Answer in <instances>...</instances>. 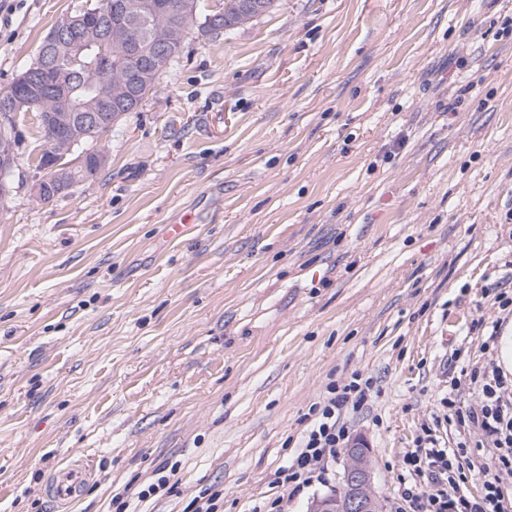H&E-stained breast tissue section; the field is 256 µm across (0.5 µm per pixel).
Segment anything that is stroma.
<instances>
[{
	"mask_svg": "<svg viewBox=\"0 0 512 512\" xmlns=\"http://www.w3.org/2000/svg\"><path fill=\"white\" fill-rule=\"evenodd\" d=\"M90 0H0V91ZM0 201V512H221L278 495L315 404L348 413L382 512L404 449L455 447L447 398L501 369L512 314V0H281L173 69L94 142L98 179L32 193L34 113ZM189 225L180 240L170 224ZM459 360H451L454 349ZM346 448L288 512L342 487ZM168 468L166 491L138 492ZM91 477L92 469L89 464L81 458L77 459L53 474L45 485V495L66 510L65 512H69Z\"/></svg>",
	"mask_w": 512,
	"mask_h": 512,
	"instance_id": "35a3bbf8",
	"label": "stroma"
}]
</instances>
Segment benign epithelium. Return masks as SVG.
I'll list each match as a JSON object with an SVG mask.
<instances>
[{
  "label": "benign epithelium",
  "mask_w": 512,
  "mask_h": 512,
  "mask_svg": "<svg viewBox=\"0 0 512 512\" xmlns=\"http://www.w3.org/2000/svg\"><path fill=\"white\" fill-rule=\"evenodd\" d=\"M120 45L121 54L140 59V65L131 71L135 77L144 74L145 67H156L168 55L169 44H143L128 37V29L112 28V24H89L85 16L78 15L67 20L54 30L43 44V59L53 72L50 93L53 96V108L46 113V123L55 133L67 139L74 146L83 138L77 123L90 120L99 122L106 117L102 108L126 101L131 97V89L118 98L112 96V89L105 84L94 88L93 110L84 111L72 95V78L75 71L83 66L82 55L91 45L99 49V56L112 62V44ZM30 105V96L17 97L0 107V120L6 121L24 107ZM106 158L83 153L79 158L63 162V158L51 156L40 169L35 179L34 190L39 200L46 195L45 184L54 183L56 192L65 194L75 182L69 176L70 169L78 167L86 178L95 176L104 165ZM14 151L7 146L0 151V196L10 194L9 181L15 167ZM350 464L343 477L345 494L338 499V512H380L377 499L372 491V472L368 460V449L357 444L349 448Z\"/></svg>",
  "instance_id": "1"
}]
</instances>
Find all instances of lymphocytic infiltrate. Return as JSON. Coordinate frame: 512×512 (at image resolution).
<instances>
[{"mask_svg": "<svg viewBox=\"0 0 512 512\" xmlns=\"http://www.w3.org/2000/svg\"><path fill=\"white\" fill-rule=\"evenodd\" d=\"M471 380L481 381L478 405L463 407L448 402L449 421L477 427L491 441L492 464H480L465 453L440 446L436 439L407 449L402 467L412 481L397 499L396 512H507L503 478H512V379L493 374L480 379L471 371ZM367 392L359 384L330 386L325 399L314 409V418L304 431L295 455L282 466L277 484L278 497L255 506L252 512H281L283 501L321 478L325 463L335 457L348 436L342 415L366 402ZM482 482L480 496L468 495L465 486L472 478Z\"/></svg>", "mask_w": 512, "mask_h": 512, "instance_id": "1", "label": "lymphocytic infiltrate"}]
</instances>
